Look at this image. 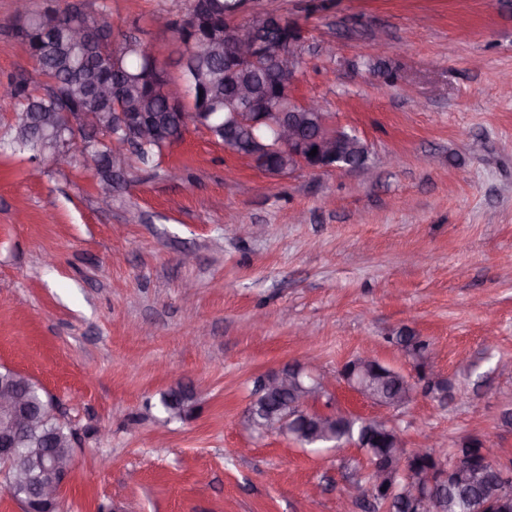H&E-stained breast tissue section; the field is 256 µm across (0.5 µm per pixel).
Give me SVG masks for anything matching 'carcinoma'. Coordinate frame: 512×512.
Wrapping results in <instances>:
<instances>
[{"mask_svg":"<svg viewBox=\"0 0 512 512\" xmlns=\"http://www.w3.org/2000/svg\"><path fill=\"white\" fill-rule=\"evenodd\" d=\"M238 0H189L186 17L198 21L197 30L188 32L177 19L170 23L177 39L184 48L192 46L201 37L215 39L224 33V28L237 22ZM84 17L103 27H110L107 5L101 4L97 15L84 13L77 5L60 7L54 3L43 11L27 12L18 25L17 34L28 44L29 58L34 63L36 79L21 78L10 82L5 97L13 100L15 123L9 146L15 150L28 151L37 160L50 155L54 150L83 149L69 141V134L59 128H48L36 135L30 121L41 112L57 111V102L48 89L54 85L64 88L73 84H95L110 82L122 98L136 102L141 111L153 119L157 136L149 146L136 152L135 162L146 164L167 147L168 138L177 131L183 118L190 112H207V128L215 139L238 145L248 139V134L224 129V113L229 111L228 100L236 93V85L249 84L263 90V96L254 100L256 107L286 99L279 86L276 66L250 65L239 69L230 83L214 82L212 75L224 72V50L205 56H193L179 66L178 76L172 77L168 63L157 53L144 47L140 40L129 35L120 46L110 44L77 43L66 33L67 24ZM177 84L183 93V102L176 109L169 105L166 87ZM88 111L96 113L97 136L88 142L91 150L106 156L113 152L123 153L130 138L123 131L112 129V105L90 106ZM405 343L408 355L423 367L429 355V343L418 336L399 337ZM371 370L369 381L378 397L397 406L410 401L409 381L398 370L379 361ZM288 410V401L278 395L259 399L254 410L248 412L247 422L251 431L262 435L272 417ZM367 440L372 447L366 449L369 464L376 466L377 473H368L366 484L370 485L376 475L383 476V492H371L364 500L374 508H385L387 512H409L405 501V483L408 477H428L435 466L436 453L427 451L409 459L406 474L400 475L401 458L394 448L395 429L388 423L373 424L352 416L336 424V435L328 437L314 419L303 422L292 436L293 442L302 448L316 450L338 448L345 443ZM475 465L485 472L482 480L442 486L437 489L428 512H512V486L507 488L500 479L505 473L512 477V470L478 456Z\"/></svg>","mask_w":512,"mask_h":512,"instance_id":"1","label":"carcinoma"}]
</instances>
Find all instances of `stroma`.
I'll return each instance as SVG.
<instances>
[{"mask_svg": "<svg viewBox=\"0 0 512 512\" xmlns=\"http://www.w3.org/2000/svg\"><path fill=\"white\" fill-rule=\"evenodd\" d=\"M72 1L107 4L114 42L183 50L154 20L188 0ZM250 6L302 26L296 94L356 131L364 167L273 178L192 127L108 194L80 160L0 150V365L79 435L60 512H364L357 448L244 422L259 378L310 357L333 403L407 449L477 437L512 466V0ZM15 33L0 0V83L33 71ZM405 334L429 341L447 398L353 394L339 371L363 349L412 373L392 343ZM179 384L192 399L171 420L159 400Z\"/></svg>", "mask_w": 512, "mask_h": 512, "instance_id": "obj_1", "label": "stroma"}]
</instances>
